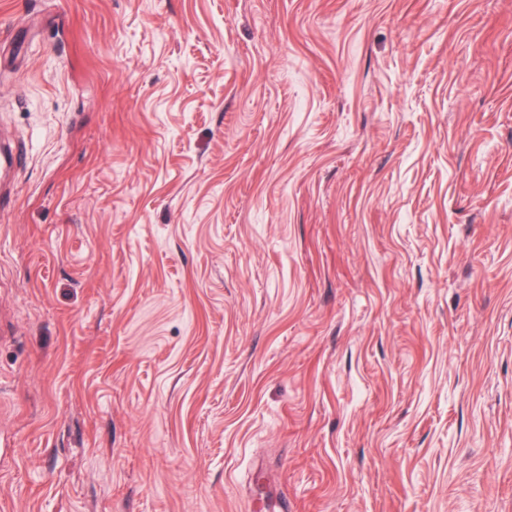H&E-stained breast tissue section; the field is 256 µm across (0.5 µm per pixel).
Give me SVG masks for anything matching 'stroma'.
I'll return each instance as SVG.
<instances>
[{
  "label": "stroma",
  "instance_id": "obj_1",
  "mask_svg": "<svg viewBox=\"0 0 512 512\" xmlns=\"http://www.w3.org/2000/svg\"><path fill=\"white\" fill-rule=\"evenodd\" d=\"M10 512H512V0H0Z\"/></svg>",
  "mask_w": 512,
  "mask_h": 512
}]
</instances>
